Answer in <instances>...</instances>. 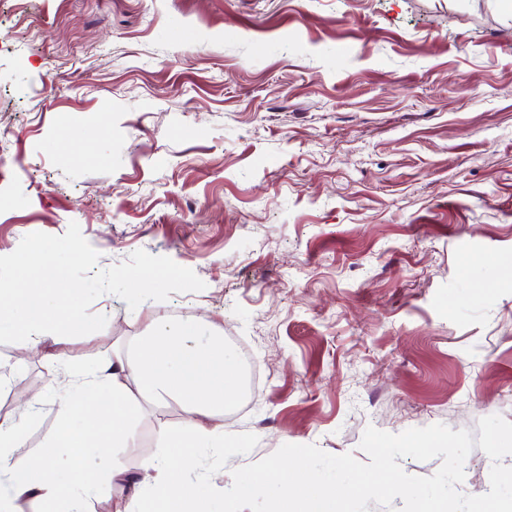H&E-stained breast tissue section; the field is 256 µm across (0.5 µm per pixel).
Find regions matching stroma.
<instances>
[{"label":"stroma","instance_id":"35a3bbf8","mask_svg":"<svg viewBox=\"0 0 512 512\" xmlns=\"http://www.w3.org/2000/svg\"><path fill=\"white\" fill-rule=\"evenodd\" d=\"M41 245L84 314L39 355L0 324V414L54 439L86 370L159 319L223 338L225 432L341 455L367 427L512 422V11L501 0H0V282ZM141 274L142 288L127 275ZM178 404L88 449L86 512H136L113 463L169 454Z\"/></svg>","mask_w":512,"mask_h":512}]
</instances>
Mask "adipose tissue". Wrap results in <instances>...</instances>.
Masks as SVG:
<instances>
[{
    "label": "adipose tissue",
    "mask_w": 512,
    "mask_h": 512,
    "mask_svg": "<svg viewBox=\"0 0 512 512\" xmlns=\"http://www.w3.org/2000/svg\"><path fill=\"white\" fill-rule=\"evenodd\" d=\"M17 307L23 311V331L47 335L61 317L72 335L81 333L80 309L62 305L51 310L47 290H0V315ZM192 332L188 323L157 329L138 339L132 356L112 362L111 381H104L94 370L75 380L71 398L61 405L59 434L38 463L13 455L14 448L26 441L28 423L40 410L38 402H27L19 418L1 421L0 476H7L10 482L11 512H24L23 503L32 499L40 502L41 512H83L82 498L66 478V470L77 468L81 449L95 447L98 437H111L116 448L129 447L131 426L144 397L156 404L179 401L190 408L191 416L180 427H160V441L172 450L168 458L146 461L134 478L127 477L117 464L109 474L118 483L128 480L152 488L143 512H183L195 496L193 484L182 478L193 465L190 451L223 435L217 416L239 389V366L223 341L193 346L187 341ZM82 410L90 429L78 433L71 428V418Z\"/></svg>",
    "instance_id": "adipose-tissue-1"
}]
</instances>
